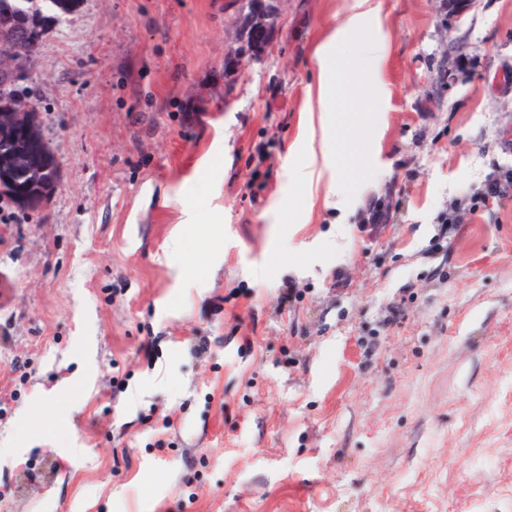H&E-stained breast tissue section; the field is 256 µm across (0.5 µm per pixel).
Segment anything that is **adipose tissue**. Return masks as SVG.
I'll return each mask as SVG.
<instances>
[{"label":"adipose tissue","instance_id":"obj_1","mask_svg":"<svg viewBox=\"0 0 512 512\" xmlns=\"http://www.w3.org/2000/svg\"><path fill=\"white\" fill-rule=\"evenodd\" d=\"M380 23L374 9L353 12L327 35L316 49L318 72L317 99L320 122L324 132L323 166L304 163L294 170L295 179L309 187H325L326 201L335 205L347 193L349 173L356 157V141L352 133H340L339 112L347 95L345 64L339 54V45L355 43L360 55L370 65L375 83L383 81L385 61L382 41L373 36L372 30Z\"/></svg>","mask_w":512,"mask_h":512}]
</instances>
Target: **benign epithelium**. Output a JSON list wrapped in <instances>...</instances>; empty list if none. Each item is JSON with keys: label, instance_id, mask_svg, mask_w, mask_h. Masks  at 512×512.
I'll return each instance as SVG.
<instances>
[{"label": "benign epithelium", "instance_id": "1", "mask_svg": "<svg viewBox=\"0 0 512 512\" xmlns=\"http://www.w3.org/2000/svg\"><path fill=\"white\" fill-rule=\"evenodd\" d=\"M280 0H254L244 14L245 25L242 41L249 43L252 50L264 43V36L270 28ZM45 18L34 13V9L19 6L3 0L0 3V96L8 100L6 108L0 109V171L8 175V182L24 192L16 196L18 203L28 198L26 189L38 187L43 196H48L57 187L58 166L24 168L20 165L17 144L25 136L40 131L38 113L25 99L15 93L27 62L37 52L42 38L41 26ZM252 50H243L238 61L250 58L256 61Z\"/></svg>", "mask_w": 512, "mask_h": 512}]
</instances>
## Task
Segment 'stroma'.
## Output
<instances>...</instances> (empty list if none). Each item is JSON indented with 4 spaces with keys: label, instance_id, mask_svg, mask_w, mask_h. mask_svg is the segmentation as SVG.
I'll return each mask as SVG.
<instances>
[{
    "label": "stroma",
    "instance_id": "obj_1",
    "mask_svg": "<svg viewBox=\"0 0 512 512\" xmlns=\"http://www.w3.org/2000/svg\"><path fill=\"white\" fill-rule=\"evenodd\" d=\"M354 3L281 0L231 75L236 0L50 27L18 90L59 185L0 204V512H512V0H372L338 209L291 171Z\"/></svg>",
    "mask_w": 512,
    "mask_h": 512
}]
</instances>
